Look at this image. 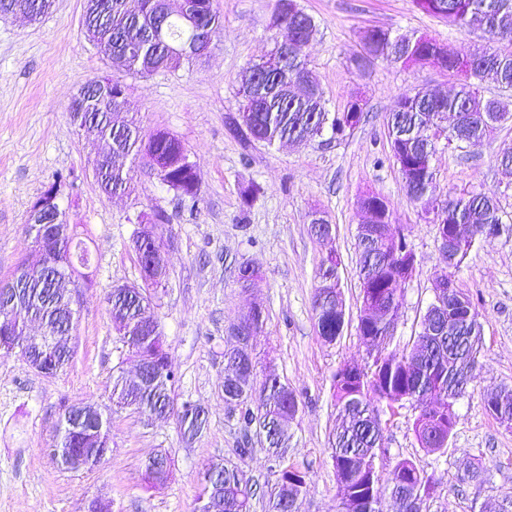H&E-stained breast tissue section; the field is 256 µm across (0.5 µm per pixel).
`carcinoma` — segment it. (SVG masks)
<instances>
[{
  "instance_id": "obj_1",
  "label": "carcinoma",
  "mask_w": 512,
  "mask_h": 512,
  "mask_svg": "<svg viewBox=\"0 0 512 512\" xmlns=\"http://www.w3.org/2000/svg\"><path fill=\"white\" fill-rule=\"evenodd\" d=\"M421 11L459 25L480 27L491 38L512 39V0H414ZM303 12L297 0H273L272 16L279 21L273 49H279L283 32H288V65L259 75L242 72L240 93L243 107L241 120L247 135L267 145L285 141H312L331 131L343 135L358 123H350L348 113L329 111L324 92L312 79L305 48L316 33L312 16L292 29V17ZM224 20L215 3H210L197 25H190L179 13H159L155 0H141L138 7H128V0H112L110 23L99 27V49L124 57V69L142 77L161 71H176L184 63L200 59L191 45L200 39L212 41L223 32ZM368 56L404 66L433 64L442 59L448 70L461 61L449 46L426 35L413 38L394 35L388 30L373 29L365 35ZM468 58L476 67L465 74L466 82L452 96H439L419 89L402 94L387 115L390 149L399 167L407 192L427 212L433 205L429 188L434 178V157L438 144L430 140L428 128L434 119L444 116L448 122L446 143L459 148H476L494 138L507 121L512 91V55L499 54L485 46L477 47ZM484 84L498 94L485 97ZM85 115L101 127L102 137L112 143V157L94 161V173L105 195L128 191L130 171L116 165L118 158H131L147 167L156 158L165 160L163 182L174 190L189 210L198 205L195 175L186 163L187 150L182 141L167 131H157L149 141L140 136L133 119L116 123L108 118V109L95 102L87 103ZM446 223L471 224L474 240L456 248L453 268L464 262L476 243L504 230L497 203L481 194L448 196L444 199ZM359 252L358 279L362 297L379 303L382 318L358 329L366 348L376 341L391 342L395 324L403 305L404 289L409 277L408 257L395 254L394 238L386 233L377 239L357 237ZM158 282L144 277L143 285L112 293L110 315L118 332L132 337L139 355L152 368L156 383L133 392L122 384V376L112 377L109 384L112 401L119 406L132 400L139 411L150 415H176L182 437L192 441L200 437L207 418L195 404L176 406L173 398L175 375L165 349L164 334L155 313L152 290ZM60 287L51 274L34 278L23 292L39 303V313L54 329L63 334L70 324V311L62 301ZM315 324L319 336L327 343L336 341L338 312L336 300L315 289L313 297ZM265 312L255 307L241 319V327L254 334L265 324ZM482 349V324L471 298L462 291L439 304H430L411 343L403 347H385L382 364L369 363L356 371L355 378L339 367L331 377V388L338 424L332 436V460L338 484L346 499L342 512H375L377 503L391 499L396 512H425L423 506L433 493L437 479L420 471L409 459L392 467L386 486L379 485L376 470L377 449L383 447L380 406L408 403L419 407L413 430L421 447L430 452H445L456 423L448 416V402L455 401L476 367ZM72 351L62 349L53 363L27 360L28 365L44 375L63 370ZM255 370L249 354L233 349L224 351V404L227 416L240 426L237 440L239 455L251 452L252 436L264 439L271 456L283 462L291 447L289 425L299 412L295 393L273 372L265 375L257 387L248 385L247 373ZM60 447L75 455L88 452L84 435L61 420L55 435ZM306 492L305 475L285 467L268 498L267 512H299ZM254 492L250 480L235 465H224L216 478L201 484L199 512H251Z\"/></svg>"
}]
</instances>
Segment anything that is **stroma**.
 I'll return each mask as SVG.
<instances>
[{
    "mask_svg": "<svg viewBox=\"0 0 512 512\" xmlns=\"http://www.w3.org/2000/svg\"><path fill=\"white\" fill-rule=\"evenodd\" d=\"M317 33L306 58L330 111L354 96L365 102L360 125L345 137L325 134L305 144L268 146L232 133L238 118L239 77L272 47L271 0H217L224 30L209 57L174 72L142 78L118 69L90 42L84 29L85 0H56L39 21L0 15V281L24 262L38 259L27 220L31 205L58 174L68 177L59 200L88 252L91 287L77 288L78 320L66 369L53 376L28 367L19 354L0 356V512H84L99 499L105 512H197L200 480L214 462L238 464L255 495L252 512H265L267 492L279 476L261 445L236 453L238 425L225 415L224 347L229 327L252 306L267 314L254 337L257 377L275 370L301 405L291 426L288 466L302 471L306 493L300 512H339L331 438L336 406L331 376L346 363L366 361L358 333L362 308L357 276L359 199L385 197L392 222L416 256L406 283L394 341H412L440 270L436 227L421 216L394 161L386 113L399 94L426 89L448 95L463 74L428 65L402 66L381 59L363 62L364 37L374 28L428 35L459 55L477 46L512 54V43L491 42L478 27H459L419 10L413 0H298ZM109 77L126 89L128 113L143 137L166 130L185 145L198 177V206L188 210L149 170L134 172L131 194L107 197L92 171L93 138L71 121L73 97L87 81ZM512 144V120L477 149L440 146L431 191L479 193L493 198L505 232L477 244L455 270L483 325V350L462 396L454 403L456 424L444 454L419 444L412 407L384 424L380 478L395 462L411 459L438 484L428 512H495L512 499V428L485 405L487 396L512 388V171L500 163ZM259 191L250 207L242 194ZM167 221L166 274L158 289L157 314L177 377V402L193 401L207 414L208 428L194 442L183 440L175 416L151 417L113 406L107 388L113 375L132 377L136 359L114 329L106 302L112 288L141 284L133 250L138 225ZM333 225V243L310 233L313 213ZM341 259L339 275L346 324L336 342L317 333L312 297L329 250ZM259 275L249 287L236 281L238 267ZM81 403L107 418L112 451L99 466L80 472L62 467L48 448L65 408ZM166 453L171 472L151 485L145 463ZM471 467L480 480L462 482Z\"/></svg>",
    "mask_w": 512,
    "mask_h": 512,
    "instance_id": "1",
    "label": "stroma"
}]
</instances>
